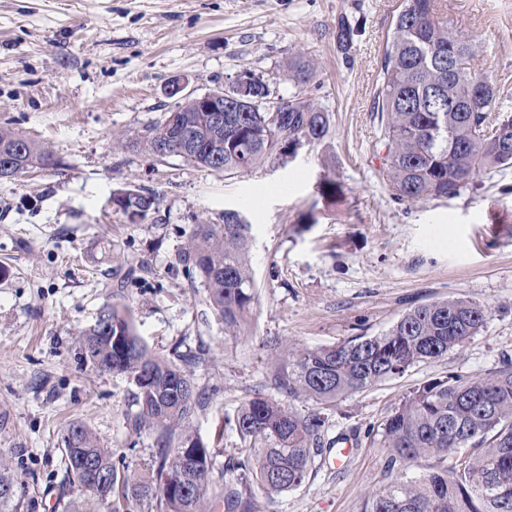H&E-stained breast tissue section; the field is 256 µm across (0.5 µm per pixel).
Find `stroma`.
Returning a JSON list of instances; mask_svg holds the SVG:
<instances>
[{
  "instance_id": "1",
  "label": "stroma",
  "mask_w": 512,
  "mask_h": 512,
  "mask_svg": "<svg viewBox=\"0 0 512 512\" xmlns=\"http://www.w3.org/2000/svg\"><path fill=\"white\" fill-rule=\"evenodd\" d=\"M402 0H0V126L45 144L59 165L0 179V460L17 480L12 512H158L148 497L96 500L65 475L73 423L110 448L117 467L156 472V433L135 431L136 388L79 355L82 330L106 305L125 307L155 355L186 367L199 405L190 419L215 455L214 503L233 470L239 407L254 393L280 398L290 352L389 329L408 309L448 297L485 305L480 332L457 351L326 406L328 448L303 483L252 491L253 512H362L393 480L383 421L434 378L486 377L512 358V168L479 175L454 198L397 203L384 180L382 125L373 109L392 17ZM441 17L475 46L474 70L496 82L512 114V0H442ZM363 29L336 47L339 14ZM310 58L331 132L287 162L248 172L156 158L146 126L177 108L171 80L202 94L243 72L294 86L289 55ZM336 199L322 198L326 180ZM121 189L157 205L129 223L110 200ZM236 209L251 225L255 301L237 337L199 279L175 257L197 223Z\"/></svg>"
}]
</instances>
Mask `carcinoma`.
<instances>
[{
	"label": "carcinoma",
	"mask_w": 512,
	"mask_h": 512,
	"mask_svg": "<svg viewBox=\"0 0 512 512\" xmlns=\"http://www.w3.org/2000/svg\"><path fill=\"white\" fill-rule=\"evenodd\" d=\"M439 2L403 0L381 59L375 97L383 172L393 198L408 205L453 198L480 174L512 168V115L492 124L499 105L497 87L472 69V43L438 18ZM360 32L359 22L339 16L338 49L347 53ZM450 51L461 57L451 70ZM282 71L295 87L288 98L263 92L261 79L248 73L252 87L247 94L228 89L242 103L224 113V126L211 124L209 113L195 112L192 102L183 101L146 128V149L156 155L164 143L169 156L231 173L283 161L305 144L322 142L331 113L308 91L313 62L291 55ZM55 165L51 150L0 127L1 176ZM113 202L126 213L145 217L156 198L129 189ZM240 216L226 210L224 223L196 225L192 239L176 255V262L206 288L229 336L237 335L246 322L255 298L251 224ZM486 318L485 306L463 297L420 304L377 336H354L289 354L288 369L278 375L276 386L289 397L303 395L328 404L460 349L479 333ZM80 352L97 369L131 380L138 407L133 426L157 432L161 451L157 479L135 478L113 463L111 450L86 425L74 423L64 438V464L72 482L93 493L79 470L82 461L91 472L108 478V485L94 493L102 502L152 496L160 512H207L214 454L189 427L198 403L190 376L153 356L127 311L115 305L103 308L82 333ZM322 423L316 414L301 417L283 402L255 393L234 419L244 443L237 468L243 471L245 488L275 494L300 486L312 453L323 451ZM379 435L391 464L400 470L422 461L429 465L419 475H402L369 495L362 512H512V361L488 377L461 381L448 376L424 383L404 397ZM460 448L469 452L451 467L441 466ZM16 489L13 473L0 462L1 508L13 502ZM224 510L250 512V498L226 485Z\"/></svg>",
	"instance_id": "obj_1"
}]
</instances>
